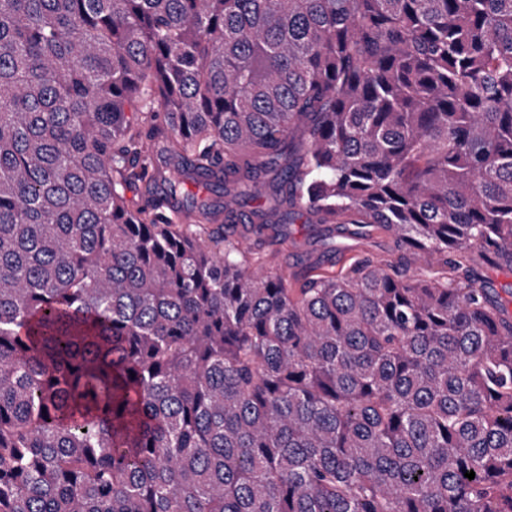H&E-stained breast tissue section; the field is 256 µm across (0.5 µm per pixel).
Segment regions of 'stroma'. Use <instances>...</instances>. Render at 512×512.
Returning <instances> with one entry per match:
<instances>
[{
    "instance_id": "35a3bbf8",
    "label": "stroma",
    "mask_w": 512,
    "mask_h": 512,
    "mask_svg": "<svg viewBox=\"0 0 512 512\" xmlns=\"http://www.w3.org/2000/svg\"><path fill=\"white\" fill-rule=\"evenodd\" d=\"M257 202L251 201L239 206V217L236 221L225 223V232L234 234L251 252L261 255L264 269L274 270L281 274L289 287H299L303 276L309 270L319 273H334L348 267L354 259L370 257L385 259L396 266L399 272L413 276L432 275L431 267L423 263H405L400 251L385 233L378 232L373 236L353 240L346 236H336V251L326 256L314 239L310 225L303 216H294L285 230L267 229L257 235L248 229L253 210ZM467 269L479 279L485 287L494 290L499 298H507L512 293V269L489 263L476 250L470 251L464 258Z\"/></svg>"
}]
</instances>
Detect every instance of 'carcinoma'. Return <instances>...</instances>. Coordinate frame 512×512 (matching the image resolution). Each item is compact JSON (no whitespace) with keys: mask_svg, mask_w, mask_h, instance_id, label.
Instances as JSON below:
<instances>
[{"mask_svg":"<svg viewBox=\"0 0 512 512\" xmlns=\"http://www.w3.org/2000/svg\"><path fill=\"white\" fill-rule=\"evenodd\" d=\"M265 175L440 275L290 288L164 212ZM473 248L512 268V0H0V512H512Z\"/></svg>","mask_w":512,"mask_h":512,"instance_id":"obj_1","label":"carcinoma"}]
</instances>
